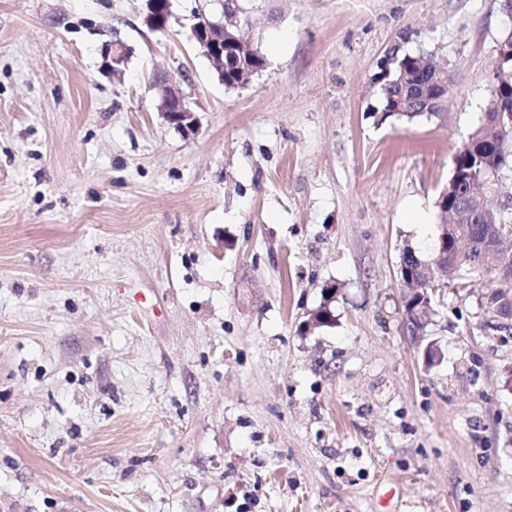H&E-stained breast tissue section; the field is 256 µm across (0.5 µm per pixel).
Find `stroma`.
Wrapping results in <instances>:
<instances>
[{
	"instance_id": "1",
	"label": "stroma",
	"mask_w": 512,
	"mask_h": 512,
	"mask_svg": "<svg viewBox=\"0 0 512 512\" xmlns=\"http://www.w3.org/2000/svg\"><path fill=\"white\" fill-rule=\"evenodd\" d=\"M228 90L175 0H0V512H512V332L444 277L427 365L405 244L490 102L502 0H240ZM130 50L101 71L103 43ZM287 36L279 53L269 43ZM455 79L378 121L392 49ZM186 75L200 124L157 109ZM329 306V324L308 319ZM146 5V12L142 9L141 17L143 23L150 29L160 30L166 27V24L163 23L161 26V21L163 19V14L165 18L168 20L174 14L171 10L172 2L168 0H144ZM160 26V27H159ZM159 27V28H157Z\"/></svg>"
}]
</instances>
